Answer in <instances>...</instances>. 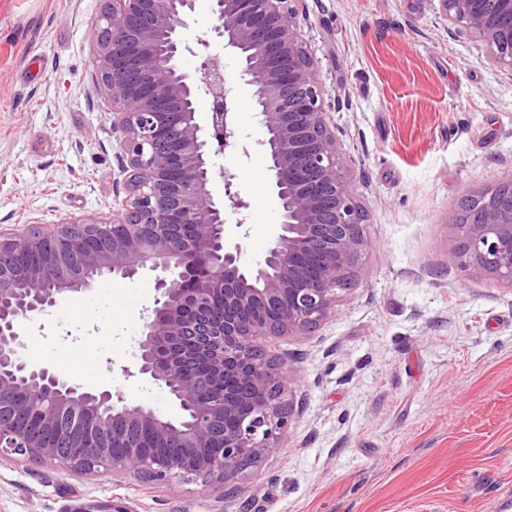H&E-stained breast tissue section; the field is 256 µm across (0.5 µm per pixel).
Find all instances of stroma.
Wrapping results in <instances>:
<instances>
[{"label":"stroma","instance_id":"1","mask_svg":"<svg viewBox=\"0 0 512 512\" xmlns=\"http://www.w3.org/2000/svg\"><path fill=\"white\" fill-rule=\"evenodd\" d=\"M104 0H0V234L108 215L127 191L126 157L97 84L93 21ZM308 47L330 91L369 244L335 314L272 336L293 415L277 448L218 486L185 475L79 476L0 462V512H512V287L465 265L448 216L457 199L512 177V68L448 33L443 0H305ZM197 0L183 32L209 43L239 106L240 152L213 157L214 197L231 173L248 201L228 215L242 259L279 222L264 130L237 59ZM151 274L64 293L22 323L32 363L72 366L88 390L120 392L178 420L167 389L129 378L154 307Z\"/></svg>","mask_w":512,"mask_h":512}]
</instances>
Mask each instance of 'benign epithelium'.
Listing matches in <instances>:
<instances>
[{
    "mask_svg": "<svg viewBox=\"0 0 512 512\" xmlns=\"http://www.w3.org/2000/svg\"><path fill=\"white\" fill-rule=\"evenodd\" d=\"M211 2L213 30L238 59L265 129L280 216L275 244L263 261L243 263L225 211L240 228L248 203L228 172L223 202L209 189L211 156L239 147L237 108L217 57L202 59L199 82L176 64L181 50L193 52L179 32L196 0H105L93 21L95 66L122 133L129 199L110 218H65L51 233L0 236V459L22 456L82 475L110 469L147 482L190 474L226 487L288 427L282 368L263 342L335 312L368 247L366 211L327 119L328 89L298 19L304 0ZM443 2L449 33L512 67V0ZM449 223L460 233L461 261L512 286V178L463 197ZM17 248L42 254L44 266L7 258ZM145 271L156 273L158 297L137 340L135 370L125 374L165 386L186 421L131 405L119 392L85 390L21 352L22 321L58 295ZM27 415L43 429L23 426ZM145 428L150 448L142 445ZM61 437L75 451L60 446Z\"/></svg>",
    "mask_w": 512,
    "mask_h": 512,
    "instance_id": "obj_1",
    "label": "benign epithelium"
}]
</instances>
